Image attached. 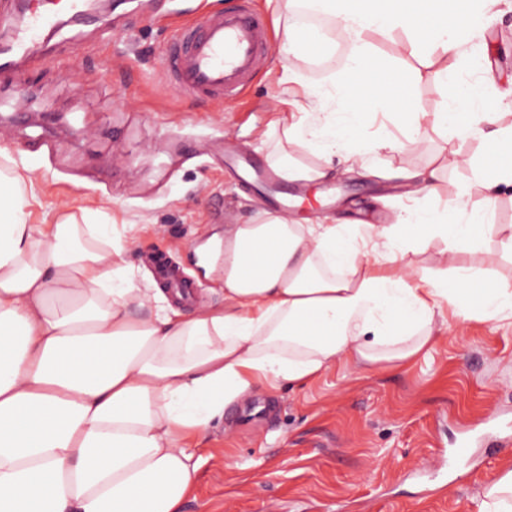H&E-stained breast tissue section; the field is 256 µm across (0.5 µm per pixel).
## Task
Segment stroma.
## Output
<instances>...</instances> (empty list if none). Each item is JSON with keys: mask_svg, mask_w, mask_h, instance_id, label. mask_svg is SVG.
Returning <instances> with one entry per match:
<instances>
[{"mask_svg": "<svg viewBox=\"0 0 512 512\" xmlns=\"http://www.w3.org/2000/svg\"><path fill=\"white\" fill-rule=\"evenodd\" d=\"M254 2L265 12L273 50L236 101L186 97L169 78L164 52L175 24L235 10L239 0H99L98 20L54 18L35 57L0 69V148L30 171L38 199L32 223H54L64 208L101 211L114 232L136 236L126 261L142 284L157 279L152 254L189 278L186 312L222 301L223 278L202 276L194 244L273 208L235 178L225 154L246 151L267 163L261 134L303 98L299 84L271 79L283 26L265 0ZM473 7L483 25L449 60L444 79L429 50L401 33L368 39L396 72H415L417 108L443 109L457 99L459 81H478L506 128L512 0H475ZM477 60L482 69H474ZM398 132L382 116L366 124L356 149L369 175L295 148L302 164L326 165L327 179L314 188L329 191L330 202L318 212L300 205L289 219L394 223L408 187L403 171L440 162L431 210L455 199L469 210L489 202L493 222L512 225V185L490 191L473 176L481 137L432 131L419 148L376 150ZM464 438L481 467L452 458ZM193 453L197 487L182 512H471L489 480L512 466V319L449 321L434 348L404 366L342 367L302 385L258 389L228 407Z\"/></svg>", "mask_w": 512, "mask_h": 512, "instance_id": "obj_1", "label": "stroma"}]
</instances>
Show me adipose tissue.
<instances>
[{"mask_svg":"<svg viewBox=\"0 0 512 512\" xmlns=\"http://www.w3.org/2000/svg\"><path fill=\"white\" fill-rule=\"evenodd\" d=\"M316 5L355 40L335 92L304 83L303 111L283 117L280 137L263 133L280 176H326L298 163L294 145L365 168L346 146L387 110L404 128L380 141L392 151L430 129L493 127L473 174L489 190L512 184V157L501 152L512 129L499 128L497 112L466 85L451 108L398 107L385 88L390 64L365 38L399 31L445 60L479 17L447 25L448 0ZM406 178L414 207L359 238L348 224L270 212L211 236L195 253L208 272L223 261V303L186 314L138 283L129 241L111 225L85 209L31 223V177L0 172V512H180L196 483L191 444L258 388L342 362L403 363L429 352L452 316L512 318V282L487 280L464 259L493 231L512 248V226L495 228L486 208L427 209L438 169ZM436 240L435 266L408 260Z\"/></svg>","mask_w":512,"mask_h":512,"instance_id":"obj_1","label":"adipose tissue"}]
</instances>
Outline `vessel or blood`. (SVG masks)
Segmentation results:
<instances>
[{
	"mask_svg": "<svg viewBox=\"0 0 512 512\" xmlns=\"http://www.w3.org/2000/svg\"><path fill=\"white\" fill-rule=\"evenodd\" d=\"M43 5L0 46V58L36 54L57 6H65L72 14L79 10V0H43ZM269 48L265 20L254 9L253 0H241L230 13L177 27L168 45V73L182 93L204 94L222 103L243 92Z\"/></svg>",
	"mask_w": 512,
	"mask_h": 512,
	"instance_id": "1",
	"label": "vessel or blood"
}]
</instances>
